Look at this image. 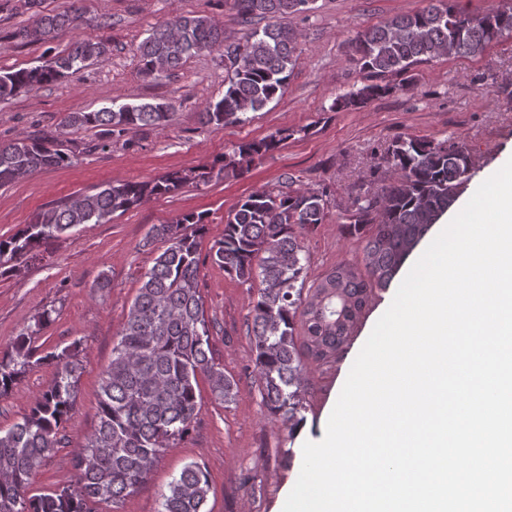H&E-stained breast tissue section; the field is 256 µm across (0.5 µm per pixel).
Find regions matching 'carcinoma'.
<instances>
[{
    "label": "carcinoma",
    "mask_w": 512,
    "mask_h": 512,
    "mask_svg": "<svg viewBox=\"0 0 512 512\" xmlns=\"http://www.w3.org/2000/svg\"><path fill=\"white\" fill-rule=\"evenodd\" d=\"M301 0H233L241 21L251 26L242 43L224 44V29L204 15H179L155 27L138 45L139 73L158 80L188 58L224 48V96L205 105L201 123L216 127L244 123L248 114L281 96L298 57L291 19ZM76 10L40 16L19 35L31 41L78 28ZM455 0H427L421 10L397 15L356 33L354 60L369 83L336 97L331 109L357 110L408 86L389 81L412 67L442 56L477 54L512 33V5L483 15L464 37L469 21ZM264 26H259L260 22ZM102 41H78L66 53L32 68L0 72V100L29 93L105 60ZM166 102L125 103L90 112H71L64 127L105 131L163 126ZM293 135L283 128L259 141L242 142L216 164L172 171L148 182L108 183L98 192L41 211L15 235L0 238V266L27 255L44 240L83 224H101L152 196L173 193L188 182L206 183L224 170L251 163L278 149ZM70 156L48 139L16 138L0 143V186L34 172L63 165ZM383 161L392 176L355 197L345 231L364 242V270L331 269L305 288L307 266L300 238L325 223L326 191H256L238 201L224 221V235L210 247L212 262L243 283L257 285L248 327L251 361L269 413L293 431L305 408L306 362L324 361L346 341L370 294L389 285L428 229L454 204L470 179L472 161L455 142L407 137L387 148ZM201 213L182 214L154 225L147 240L164 249L142 277L112 346V360L100 379L97 425L70 463L74 481L56 490L36 488L44 463L64 444L74 410L81 367L78 342L38 352L35 340L52 325L45 310L15 340L0 347V396L28 370L52 364L56 371L29 410L0 429V512H99L117 508L147 480L162 453L190 433L202 407L199 379L214 399L228 402L237 392L211 352V327L199 288L200 240L207 232ZM208 475L187 465L161 494L160 512H207Z\"/></svg>",
    "instance_id": "carcinoma-1"
}]
</instances>
